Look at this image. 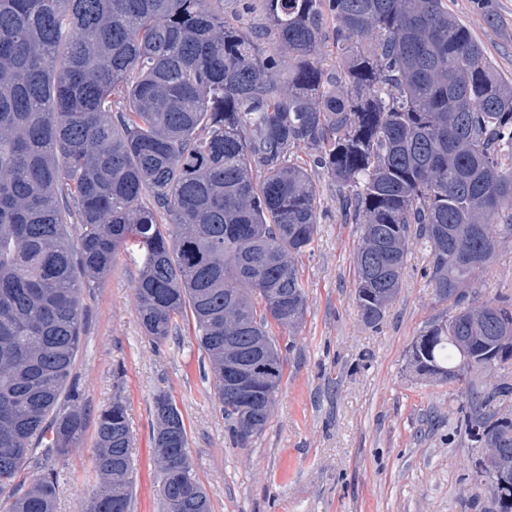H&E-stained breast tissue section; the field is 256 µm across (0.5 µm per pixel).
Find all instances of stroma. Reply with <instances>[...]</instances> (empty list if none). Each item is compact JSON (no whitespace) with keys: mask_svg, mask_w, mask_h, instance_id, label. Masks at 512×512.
Listing matches in <instances>:
<instances>
[{"mask_svg":"<svg viewBox=\"0 0 512 512\" xmlns=\"http://www.w3.org/2000/svg\"><path fill=\"white\" fill-rule=\"evenodd\" d=\"M448 9L512 78V0H472ZM320 216L299 261L306 310L280 335L287 364L267 425L247 445L232 439L214 396L208 361L194 336L156 344L136 313L137 250L83 293L84 327L72 376L88 421L121 398L131 448V512H165L152 448L154 396L166 391L183 415L188 454L211 512H494L476 480L479 449L456 433L461 383H439L411 360L419 332L446 308L423 275L428 252L409 245L401 288L377 327L353 303L361 227L345 223L336 189L317 181ZM481 299L512 296V245H502L476 279ZM95 437L86 429L58 463L55 512H81L99 487Z\"/></svg>","mask_w":512,"mask_h":512,"instance_id":"35a3bbf8","label":"stroma"}]
</instances>
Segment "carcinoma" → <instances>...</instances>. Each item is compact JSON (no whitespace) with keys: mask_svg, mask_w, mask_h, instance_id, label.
I'll return each instance as SVG.
<instances>
[{"mask_svg":"<svg viewBox=\"0 0 512 512\" xmlns=\"http://www.w3.org/2000/svg\"><path fill=\"white\" fill-rule=\"evenodd\" d=\"M233 2L236 25L224 0H0V512H55L51 460L86 428L70 383L83 292L129 245L145 334L176 339L192 319L233 437L244 446L264 430L286 364L276 334L306 308L315 170L364 226L365 324L397 296L414 237L451 309L413 342L419 371L453 383L464 358L490 377V362L512 359V299L473 290L512 243V83L448 0ZM327 43L334 72L319 61ZM258 341L274 361L253 384L255 417L224 396V373ZM511 396L505 378L471 385L457 421L497 462L478 474L496 512H512V416L497 408ZM154 414L167 512H210L167 393ZM95 444L102 485L85 512H130L122 401L99 412ZM35 448L41 473L23 490Z\"/></svg>","mask_w":512,"mask_h":512,"instance_id":"obj_1","label":"carcinoma"}]
</instances>
